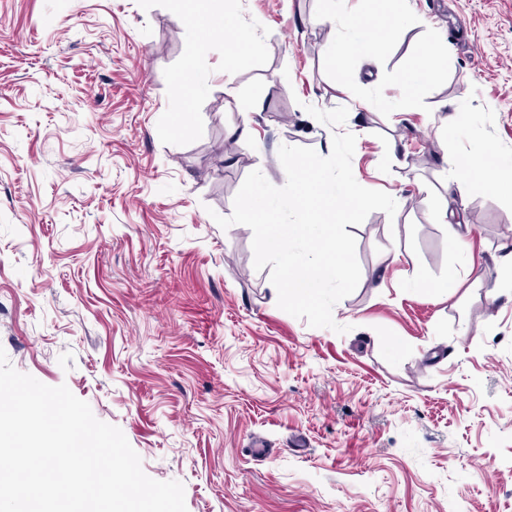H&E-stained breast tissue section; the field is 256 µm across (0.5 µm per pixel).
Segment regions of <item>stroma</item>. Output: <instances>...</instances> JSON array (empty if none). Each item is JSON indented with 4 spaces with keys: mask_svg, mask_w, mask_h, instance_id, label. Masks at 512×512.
<instances>
[{
    "mask_svg": "<svg viewBox=\"0 0 512 512\" xmlns=\"http://www.w3.org/2000/svg\"><path fill=\"white\" fill-rule=\"evenodd\" d=\"M204 5L0 0V348L182 482L187 512H512V199L448 169L488 145L512 162V0H404L345 91L321 0H227L261 42L233 69L219 33L193 50ZM425 40L444 54L409 97ZM344 131L398 209L345 227L340 335L278 308L251 229L214 217L252 171L285 184L281 145L326 156Z\"/></svg>",
    "mask_w": 512,
    "mask_h": 512,
    "instance_id": "stroma-1",
    "label": "stroma"
}]
</instances>
